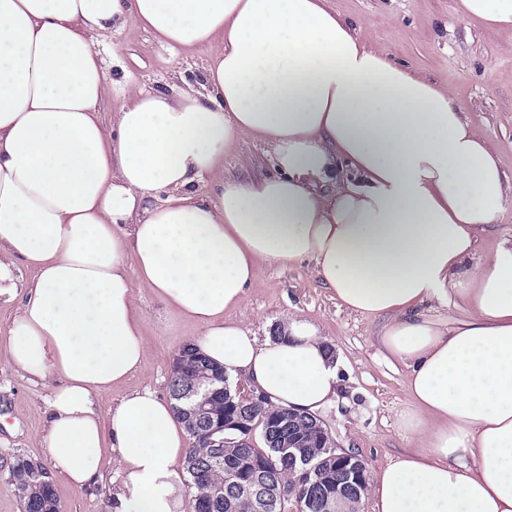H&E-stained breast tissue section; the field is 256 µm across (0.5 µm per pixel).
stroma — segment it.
I'll list each match as a JSON object with an SVG mask.
<instances>
[{
	"label": "stroma",
	"instance_id": "obj_1",
	"mask_svg": "<svg viewBox=\"0 0 512 512\" xmlns=\"http://www.w3.org/2000/svg\"><path fill=\"white\" fill-rule=\"evenodd\" d=\"M328 6L350 22L366 47L448 89L512 176V29H490L465 18L460 0H328ZM95 49L104 59L119 62L106 70L110 90L100 110L107 121L122 110L133 90L167 92L182 78L198 84L209 64L208 51L168 48L133 16L120 30L98 35ZM272 171L259 141L241 139L224 151L225 174L256 180ZM137 297L146 366L123 386L103 394L104 406L145 386L167 397L172 359L199 333L196 324L166 307L149 289L138 288ZM289 313L316 324L343 359L342 400L321 418L338 448L363 459L368 474L378 473L411 448L399 427L400 415L412 407L407 370L387 361L381 344L387 317L338 308L307 263L260 264L256 286L230 317L262 334ZM14 315V307L0 306V512H22L10 476L15 456L46 459L42 432L47 391L22 378L10 363ZM103 473L102 482L90 491L55 480L62 512H109V493L119 487L121 477L111 462L105 463Z\"/></svg>",
	"mask_w": 512,
	"mask_h": 512
}]
</instances>
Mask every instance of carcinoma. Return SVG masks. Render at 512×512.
Returning a JSON list of instances; mask_svg holds the SVG:
<instances>
[{"label": "carcinoma", "instance_id": "1", "mask_svg": "<svg viewBox=\"0 0 512 512\" xmlns=\"http://www.w3.org/2000/svg\"><path fill=\"white\" fill-rule=\"evenodd\" d=\"M218 372L191 345L173 357L168 392L179 391L187 381L199 378L201 387L195 402L210 424L224 428L226 446L213 448L204 434H193L186 426L190 444L183 461L186 484L200 488L192 500L193 512H327V503L336 502V454L339 450L322 447L305 415L293 417L294 432L304 436L305 456L316 464L311 478L304 481L286 448L260 446L256 437H265L267 427L288 418V409L274 408L249 392L237 391L231 399L215 391L211 383ZM43 465L17 456L11 470L23 512H60L54 482L35 475ZM265 479L273 491L271 501L261 506L246 487L257 478Z\"/></svg>", "mask_w": 512, "mask_h": 512}]
</instances>
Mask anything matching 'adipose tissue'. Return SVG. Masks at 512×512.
Segmentation results:
<instances>
[{
    "label": "adipose tissue",
    "mask_w": 512,
    "mask_h": 512,
    "mask_svg": "<svg viewBox=\"0 0 512 512\" xmlns=\"http://www.w3.org/2000/svg\"><path fill=\"white\" fill-rule=\"evenodd\" d=\"M130 15L211 65L200 88L136 90L108 125L94 38ZM245 137L274 174L225 177L224 148ZM511 196L448 89L367 48L325 0H0L10 361L48 391L56 477L96 485L110 449L112 512H184L188 434L170 402L148 387L98 402L146 362L136 285L199 326L230 382L317 413L343 367L317 326L288 314L262 338L225 317L259 263L307 261L340 308L389 317L382 344L408 370L414 449L370 481L372 512H512V237L475 259Z\"/></svg>",
    "instance_id": "adipose-tissue-1"
}]
</instances>
